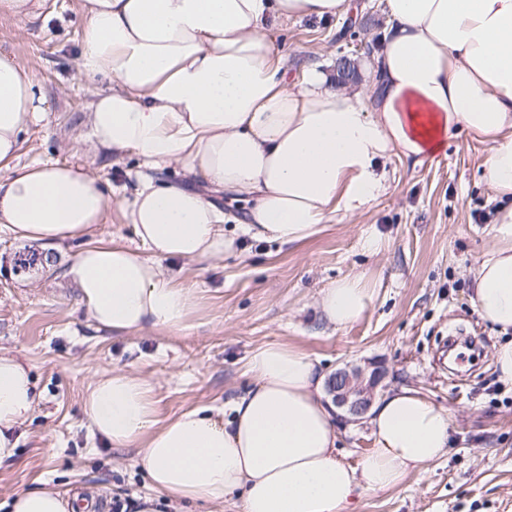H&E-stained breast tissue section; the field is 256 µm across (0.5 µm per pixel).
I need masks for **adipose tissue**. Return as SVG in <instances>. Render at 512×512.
Here are the masks:
<instances>
[{
	"mask_svg": "<svg viewBox=\"0 0 512 512\" xmlns=\"http://www.w3.org/2000/svg\"><path fill=\"white\" fill-rule=\"evenodd\" d=\"M348 0H82L80 79L107 81L89 105L92 150L132 151L144 167H181L184 183L142 180L126 214L151 255L94 238L109 208L103 181L82 163L19 164L22 135L44 100L36 74L0 55V227L45 248L84 247L65 274L98 331L186 328L191 288L160 261L209 263L234 249L210 191L249 202L252 237L299 244L337 212L370 206L386 189L381 159L420 166L466 132L487 144L491 242L472 274L478 315L500 334L495 369L512 384V0H386L389 34L362 68V89L315 63L288 81L268 19H328ZM364 276L321 292L324 319L343 329L373 302ZM251 385L220 408L162 421L150 380L110 370L89 386L92 434L132 448L151 492L133 512L241 503L242 512H349L368 492L398 486L439 458L451 416L417 390L388 392L371 408L376 446L360 466L336 455L327 373L281 342L254 348ZM40 395L23 360L0 352V463L12 460ZM80 492L32 489L9 512H79Z\"/></svg>",
	"mask_w": 512,
	"mask_h": 512,
	"instance_id": "ef3b65f1",
	"label": "adipose tissue"
}]
</instances>
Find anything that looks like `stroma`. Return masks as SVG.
<instances>
[{
    "mask_svg": "<svg viewBox=\"0 0 512 512\" xmlns=\"http://www.w3.org/2000/svg\"><path fill=\"white\" fill-rule=\"evenodd\" d=\"M343 17L268 21L288 58V74L334 62L343 54L369 58L383 37L385 0H348ZM84 40L79 0H49L33 22L0 15V54L33 67L45 100L43 121L25 136L20 164L80 162L101 176L110 201L104 235L139 248L123 214L142 179L181 180L180 167L148 170L136 156L120 158L75 144L89 132L93 86L77 76ZM488 148L457 134L433 162L412 166L382 159L385 193L363 212L336 213L302 247L240 236L236 253L213 264L164 259L160 265L194 288L198 310L180 332L102 334L90 325L75 283L64 268L82 248L67 240L53 267L35 243L0 230V350L29 366L42 399L22 430L13 463L0 467V503L40 482L78 486L99 512L147 493L134 449L91 435L82 400L104 371L125 370L151 380L160 418L192 407L220 406L249 387L244 375L255 347L286 342L331 373L344 364H380L382 390H418L451 414L452 446L398 487L364 495L355 512H512V385L491 359L463 355L449 364V336H475L492 351L499 340L472 303V273L491 240L481 223L491 208L482 178ZM377 235L379 252L363 235ZM365 275L374 300L364 317L343 329L323 321L318 301L337 279ZM338 458L358 466L376 446L368 422L337 421Z\"/></svg>",
    "mask_w": 512,
    "mask_h": 512,
    "instance_id": "35a3bbf8",
    "label": "stroma"
}]
</instances>
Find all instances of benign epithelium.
Wrapping results in <instances>:
<instances>
[{
	"label": "benign epithelium",
	"mask_w": 512,
	"mask_h": 512,
	"mask_svg": "<svg viewBox=\"0 0 512 512\" xmlns=\"http://www.w3.org/2000/svg\"><path fill=\"white\" fill-rule=\"evenodd\" d=\"M385 379V370L380 365L368 370L346 364L336 368L327 381V392L337 408L344 410L341 419L359 422L370 411L375 392Z\"/></svg>",
	"instance_id": "obj_1"
}]
</instances>
